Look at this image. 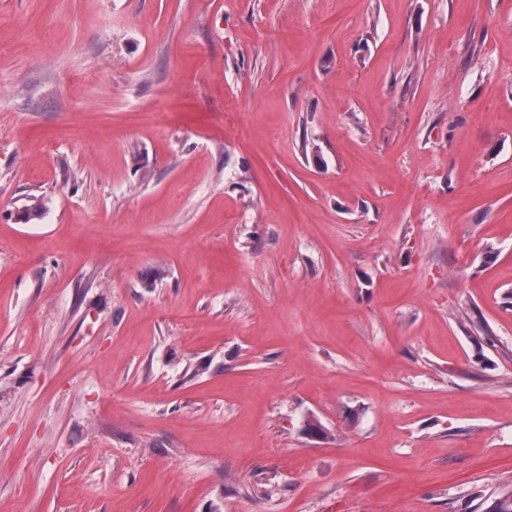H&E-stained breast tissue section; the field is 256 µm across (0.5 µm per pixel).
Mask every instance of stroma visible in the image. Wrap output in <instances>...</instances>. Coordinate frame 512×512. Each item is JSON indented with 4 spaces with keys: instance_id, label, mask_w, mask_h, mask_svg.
<instances>
[{
    "instance_id": "obj_1",
    "label": "stroma",
    "mask_w": 512,
    "mask_h": 512,
    "mask_svg": "<svg viewBox=\"0 0 512 512\" xmlns=\"http://www.w3.org/2000/svg\"><path fill=\"white\" fill-rule=\"evenodd\" d=\"M510 486L512 0H0V512Z\"/></svg>"
}]
</instances>
